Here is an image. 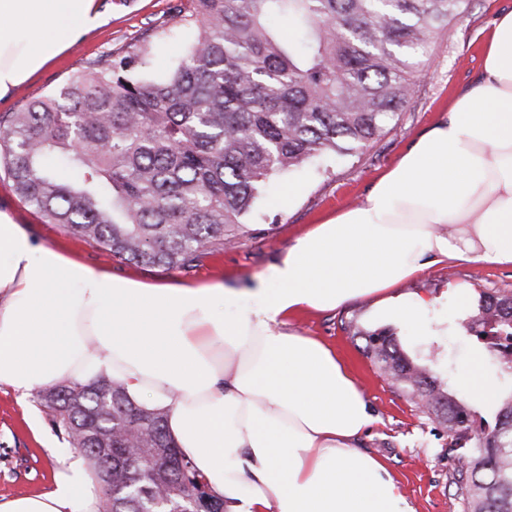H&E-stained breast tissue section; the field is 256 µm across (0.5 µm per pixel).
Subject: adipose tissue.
<instances>
[{
    "instance_id": "1",
    "label": "adipose tissue",
    "mask_w": 512,
    "mask_h": 512,
    "mask_svg": "<svg viewBox=\"0 0 512 512\" xmlns=\"http://www.w3.org/2000/svg\"><path fill=\"white\" fill-rule=\"evenodd\" d=\"M106 22L98 0H0V96ZM489 26L480 78L362 204L295 237L251 288L118 276L0 209V385L24 399L61 382L122 383L133 402L166 409L224 512H415L357 446L376 420L363 391L290 321L375 297L426 336L422 301L395 288L438 263L512 266V11ZM50 453L51 490L0 512H96L82 457Z\"/></svg>"
}]
</instances>
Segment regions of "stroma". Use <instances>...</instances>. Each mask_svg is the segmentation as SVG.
Here are the masks:
<instances>
[{
  "label": "stroma",
  "instance_id": "1",
  "mask_svg": "<svg viewBox=\"0 0 512 512\" xmlns=\"http://www.w3.org/2000/svg\"><path fill=\"white\" fill-rule=\"evenodd\" d=\"M110 10L108 23L74 39L59 57L27 82L0 97V114L13 112L27 102L57 90L87 62L112 54L127 55L147 47L155 73L167 72L177 59L182 38L167 32L171 15L186 0H101ZM512 10V0H470L467 15L448 28L427 49L430 72L420 85L414 103L401 112L395 126L356 156H332L301 170L276 178L255 204L249 232L232 249L207 255L190 273L158 266L134 265L64 233L24 203L0 174V209L11 211L39 239L89 265L147 282L177 279L187 284L212 279H233L248 286L274 263L293 238L309 225L359 205L377 179L407 150L411 142L442 117L454 95L465 89L483 66V41L487 25L501 11ZM400 293L426 299L432 321L430 335H414L398 320L374 315L375 299L356 300L323 313L308 312L293 320L300 333L323 340L345 363L368 397L376 422L361 438L362 448L380 460L395 479L400 493L416 512H459L449 483L456 458L450 451L448 431L423 414L391 381L381 375L353 340L346 322L365 331L394 334L404 352L419 359L439 377L449 378L458 396L467 399L479 421L494 422L499 405L496 395L505 377L491 359H479L483 342L475 335L453 330L480 293L512 294V267L479 262L468 266L434 265L399 288ZM475 371L490 384L495 395L483 398L462 389L461 374ZM38 414L41 427L32 430L30 414ZM67 446L36 398L18 400L0 386V501L46 492L52 487L56 461L47 441Z\"/></svg>",
  "mask_w": 512,
  "mask_h": 512
}]
</instances>
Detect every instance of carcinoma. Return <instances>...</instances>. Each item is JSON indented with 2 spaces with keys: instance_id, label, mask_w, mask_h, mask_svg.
<instances>
[{
  "instance_id": "carcinoma-1",
  "label": "carcinoma",
  "mask_w": 512,
  "mask_h": 512,
  "mask_svg": "<svg viewBox=\"0 0 512 512\" xmlns=\"http://www.w3.org/2000/svg\"><path fill=\"white\" fill-rule=\"evenodd\" d=\"M469 4L187 0L173 17L187 52L168 76L147 74L144 49L88 62L54 94L0 115V171L46 223L129 263L189 272L239 243L274 176L382 136L428 76L426 48ZM483 315L512 336V295H481L462 327ZM352 337L461 450L449 476L460 512H512V390L494 425L477 428L469 403L395 336ZM38 401L96 477L99 512L159 495L162 512H189L208 490L167 435L166 410L133 403L121 383L56 385ZM160 454L164 470L151 466Z\"/></svg>"
}]
</instances>
